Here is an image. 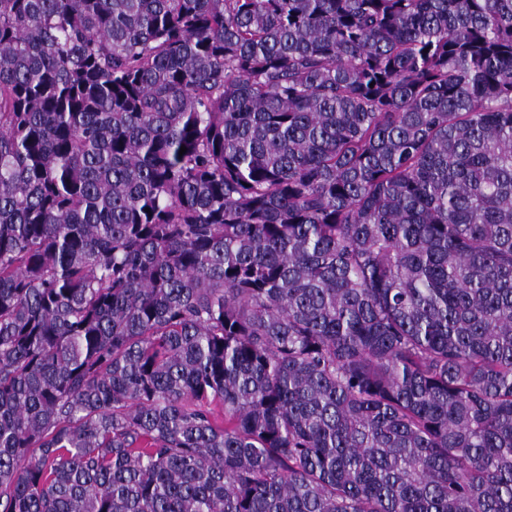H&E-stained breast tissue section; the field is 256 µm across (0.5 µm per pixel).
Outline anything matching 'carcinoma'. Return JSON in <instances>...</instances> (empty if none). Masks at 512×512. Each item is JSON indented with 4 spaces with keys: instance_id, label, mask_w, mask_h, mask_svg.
Returning <instances> with one entry per match:
<instances>
[{
    "instance_id": "cac0c4a2",
    "label": "carcinoma",
    "mask_w": 512,
    "mask_h": 512,
    "mask_svg": "<svg viewBox=\"0 0 512 512\" xmlns=\"http://www.w3.org/2000/svg\"><path fill=\"white\" fill-rule=\"evenodd\" d=\"M0 512H512V0H0Z\"/></svg>"
}]
</instances>
